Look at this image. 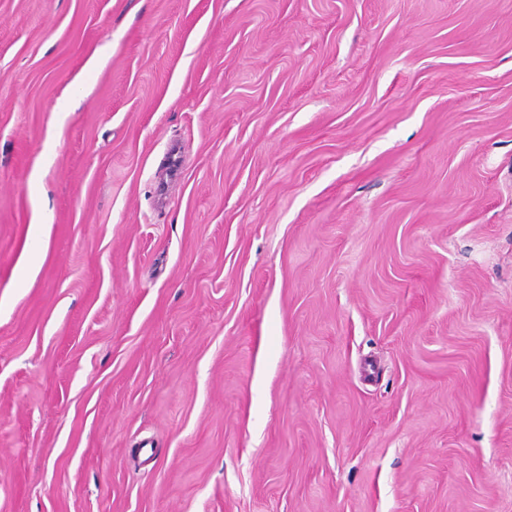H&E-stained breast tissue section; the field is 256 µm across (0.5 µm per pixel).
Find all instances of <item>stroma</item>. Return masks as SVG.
I'll return each mask as SVG.
<instances>
[{
  "label": "stroma",
  "instance_id": "obj_1",
  "mask_svg": "<svg viewBox=\"0 0 512 512\" xmlns=\"http://www.w3.org/2000/svg\"><path fill=\"white\" fill-rule=\"evenodd\" d=\"M0 512H512V0H0Z\"/></svg>",
  "mask_w": 512,
  "mask_h": 512
}]
</instances>
